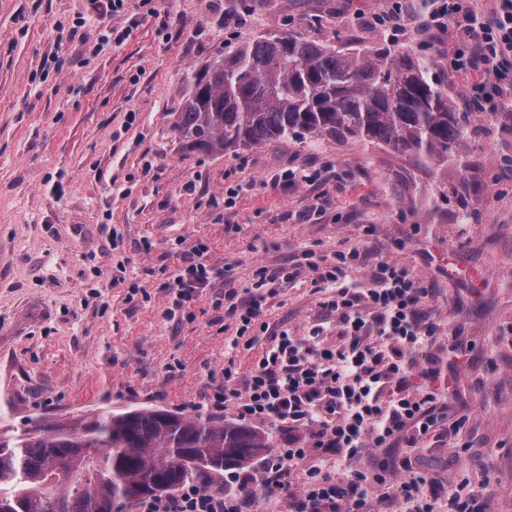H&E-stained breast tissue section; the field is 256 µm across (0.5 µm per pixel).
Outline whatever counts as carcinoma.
<instances>
[{"label": "carcinoma", "instance_id": "carcinoma-1", "mask_svg": "<svg viewBox=\"0 0 512 512\" xmlns=\"http://www.w3.org/2000/svg\"><path fill=\"white\" fill-rule=\"evenodd\" d=\"M433 66L388 46L343 50L267 33L194 74L171 129L186 151L210 154L288 137L356 140L406 153L433 175L474 128ZM269 447L248 425L157 409L104 414L80 435L38 429L0 440V512H122Z\"/></svg>", "mask_w": 512, "mask_h": 512}]
</instances>
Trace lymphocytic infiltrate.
<instances>
[{
  "label": "lymphocytic infiltrate",
  "instance_id": "1",
  "mask_svg": "<svg viewBox=\"0 0 512 512\" xmlns=\"http://www.w3.org/2000/svg\"><path fill=\"white\" fill-rule=\"evenodd\" d=\"M451 24L459 38L451 67L468 65L497 81L512 76V0H499L494 16L484 22L474 0H442L424 22L436 31ZM205 252L199 245L182 253L168 317L194 304L209 286ZM361 261V253L351 250L337 252L328 265L308 264L329 289L321 306L335 313L342 345L332 351L282 336L246 379L225 370L208 400L214 409H233L243 420L306 429L307 440L289 439L261 472L232 474L225 491L191 483L177 495L141 501L139 512H251L257 494L284 490L297 498L296 512H369L368 489L388 483V470L381 466L372 474L358 469V460L371 448L414 443L447 420L448 407L437 402L440 371L416 358L438 332L437 324L421 314L427 288L386 259L377 263L369 287H357L349 273ZM328 456L344 462L345 478L323 469ZM308 458L313 464L299 490H292L284 475Z\"/></svg>",
  "mask_w": 512,
  "mask_h": 512
}]
</instances>
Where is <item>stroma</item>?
Segmentation results:
<instances>
[{"label": "stroma", "mask_w": 512, "mask_h": 512, "mask_svg": "<svg viewBox=\"0 0 512 512\" xmlns=\"http://www.w3.org/2000/svg\"><path fill=\"white\" fill-rule=\"evenodd\" d=\"M140 2L72 37L86 0H0V439L134 408L204 413L225 367L246 377L281 333L338 345L303 261L356 247L362 283L383 257L430 289L439 331L421 363L447 376L461 421L455 441L435 431L374 448L361 468L426 478L457 497L447 512H512V112L489 120L473 106L512 103V83L451 69L456 33L421 31V0H154L152 15ZM113 25L127 39L90 54ZM279 31L435 58L477 134L434 179L360 141L185 151L170 124L191 76ZM288 168L324 179L275 182ZM438 179L465 203L442 200ZM317 196L323 211L299 221ZM201 243L211 284L169 318L180 255ZM288 264L299 277L267 281L262 326L238 333L225 291Z\"/></svg>", "instance_id": "1"}]
</instances>
